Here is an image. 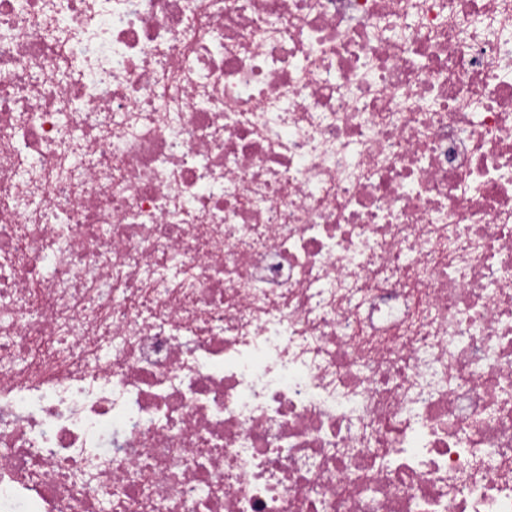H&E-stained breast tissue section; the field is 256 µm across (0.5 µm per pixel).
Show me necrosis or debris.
I'll return each mask as SVG.
<instances>
[{
	"label": "necrosis or debris",
	"instance_id": "necrosis-or-debris-1",
	"mask_svg": "<svg viewBox=\"0 0 512 512\" xmlns=\"http://www.w3.org/2000/svg\"><path fill=\"white\" fill-rule=\"evenodd\" d=\"M0 512H512V0H0Z\"/></svg>",
	"mask_w": 512,
	"mask_h": 512
}]
</instances>
